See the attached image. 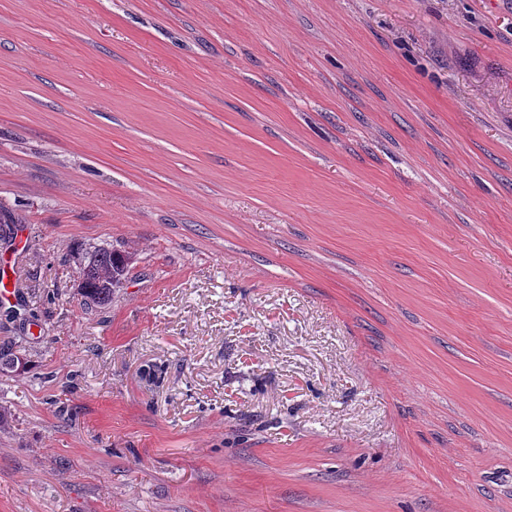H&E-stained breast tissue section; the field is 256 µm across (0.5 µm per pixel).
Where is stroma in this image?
Returning a JSON list of instances; mask_svg holds the SVG:
<instances>
[{
	"mask_svg": "<svg viewBox=\"0 0 512 512\" xmlns=\"http://www.w3.org/2000/svg\"><path fill=\"white\" fill-rule=\"evenodd\" d=\"M0 212V512H512V0H0ZM70 259L81 273L82 294L94 306H106L112 301V292L120 288L129 265L128 257L107 247H78ZM29 339H31V336H17L14 342L15 348H18L16 350L11 349L2 351L0 348L1 375H7L25 370L27 360L20 352L26 350V345L29 343Z\"/></svg>",
	"mask_w": 512,
	"mask_h": 512,
	"instance_id": "35a3bbf8",
	"label": "stroma"
}]
</instances>
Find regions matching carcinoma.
<instances>
[{
	"instance_id": "1",
	"label": "carcinoma",
	"mask_w": 512,
	"mask_h": 512,
	"mask_svg": "<svg viewBox=\"0 0 512 512\" xmlns=\"http://www.w3.org/2000/svg\"><path fill=\"white\" fill-rule=\"evenodd\" d=\"M70 259L81 273L82 294L95 306H106L112 301V292L121 287L129 265L128 257L107 247H78L70 252ZM29 337L15 338V348L0 350V374L21 372L26 368V350Z\"/></svg>"
}]
</instances>
